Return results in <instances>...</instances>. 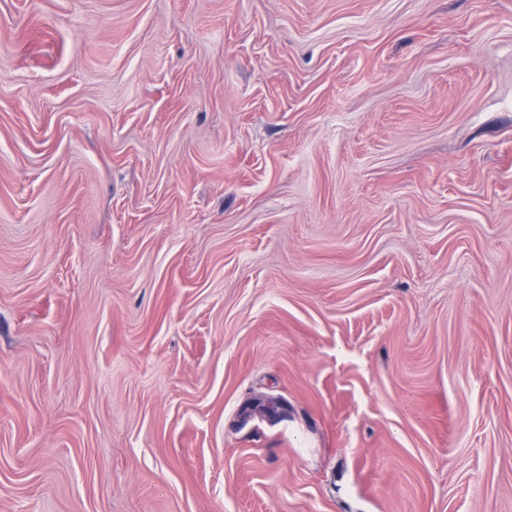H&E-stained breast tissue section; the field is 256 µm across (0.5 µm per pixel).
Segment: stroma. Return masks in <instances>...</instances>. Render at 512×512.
<instances>
[{"label": "stroma", "instance_id": "obj_1", "mask_svg": "<svg viewBox=\"0 0 512 512\" xmlns=\"http://www.w3.org/2000/svg\"><path fill=\"white\" fill-rule=\"evenodd\" d=\"M0 512H512V0H0Z\"/></svg>", "mask_w": 512, "mask_h": 512}]
</instances>
